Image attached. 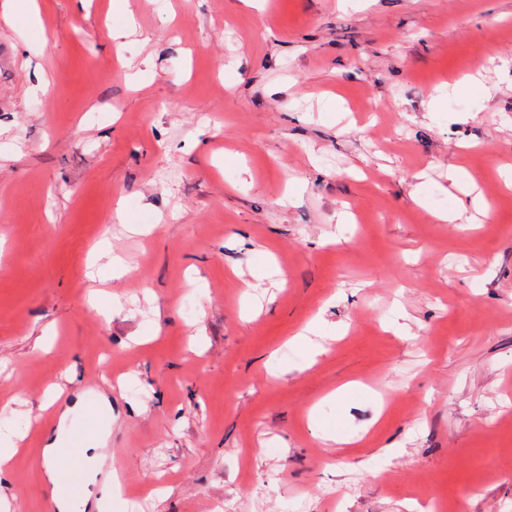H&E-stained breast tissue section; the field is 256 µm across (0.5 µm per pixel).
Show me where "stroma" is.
I'll list each match as a JSON object with an SVG mask.
<instances>
[{
	"label": "stroma",
	"mask_w": 512,
	"mask_h": 512,
	"mask_svg": "<svg viewBox=\"0 0 512 512\" xmlns=\"http://www.w3.org/2000/svg\"><path fill=\"white\" fill-rule=\"evenodd\" d=\"M19 2L0 0L16 512H55L30 451L92 377L145 512H512V0H129L119 49L110 0H37V25ZM452 166L486 211L445 224ZM105 237L134 268L103 273L111 316L86 303ZM314 320L310 364L292 339ZM130 372L142 391L116 389Z\"/></svg>",
	"instance_id": "35a3bbf8"
}]
</instances>
